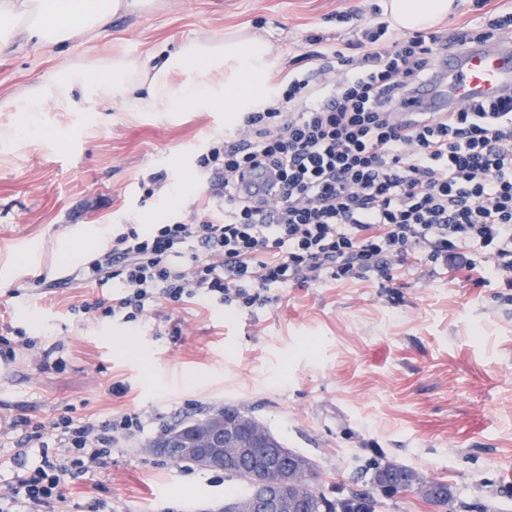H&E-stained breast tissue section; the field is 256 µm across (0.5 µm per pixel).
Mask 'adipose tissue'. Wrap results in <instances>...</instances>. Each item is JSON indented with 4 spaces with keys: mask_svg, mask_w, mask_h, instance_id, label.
Segmentation results:
<instances>
[{
    "mask_svg": "<svg viewBox=\"0 0 512 512\" xmlns=\"http://www.w3.org/2000/svg\"><path fill=\"white\" fill-rule=\"evenodd\" d=\"M145 0H0V52L14 45H59L81 32L96 36L113 15L143 6ZM454 0H386L385 13L400 29L418 30L445 20ZM279 58L274 46L257 34L230 33L194 40L171 53L163 66L151 59L113 57L106 71L90 74L67 67L26 88L17 111L38 112L46 94L59 111L92 108L99 99L119 98L133 112H177L183 107L245 112L261 94ZM194 65L195 78L173 87L170 72Z\"/></svg>",
    "mask_w": 512,
    "mask_h": 512,
    "instance_id": "1",
    "label": "adipose tissue"
}]
</instances>
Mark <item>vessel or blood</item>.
<instances>
[{
    "instance_id": "vessel-or-blood-1",
    "label": "vessel or blood",
    "mask_w": 512,
    "mask_h": 512,
    "mask_svg": "<svg viewBox=\"0 0 512 512\" xmlns=\"http://www.w3.org/2000/svg\"><path fill=\"white\" fill-rule=\"evenodd\" d=\"M439 70L445 85H427L417 93L413 109L438 108L469 99L512 90V42L473 47L459 56L442 58Z\"/></svg>"
}]
</instances>
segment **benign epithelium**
<instances>
[{
  "label": "benign epithelium",
  "instance_id": "benign-epithelium-1",
  "mask_svg": "<svg viewBox=\"0 0 512 512\" xmlns=\"http://www.w3.org/2000/svg\"><path fill=\"white\" fill-rule=\"evenodd\" d=\"M148 452L179 463L190 460L211 469H229L245 457L261 460V470L247 471L244 480L249 495L237 500L228 512H299L306 507L308 496L301 492L299 476L302 463L285 448L269 442L266 431L255 423L228 420L220 425L200 427L193 431V441H160Z\"/></svg>",
  "mask_w": 512,
  "mask_h": 512
}]
</instances>
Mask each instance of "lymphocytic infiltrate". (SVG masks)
<instances>
[{"label": "lymphocytic infiltrate", "mask_w": 512, "mask_h": 512, "mask_svg": "<svg viewBox=\"0 0 512 512\" xmlns=\"http://www.w3.org/2000/svg\"><path fill=\"white\" fill-rule=\"evenodd\" d=\"M475 5L485 16L473 24L391 40L381 23L303 53L282 96L201 157L223 209L196 224L116 225L85 278L117 294L80 313L138 326L164 303L254 311L295 286L389 283L411 259L512 287V92L401 114L441 56L512 39L511 10ZM18 425L38 454L0 490V512H59L66 485L104 469L146 421Z\"/></svg>", "instance_id": "1"}]
</instances>
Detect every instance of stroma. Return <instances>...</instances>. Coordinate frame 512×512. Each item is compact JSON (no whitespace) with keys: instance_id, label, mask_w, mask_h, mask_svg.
Returning <instances> with one entry per match:
<instances>
[{"instance_id":"1","label":"stroma","mask_w":512,"mask_h":512,"mask_svg":"<svg viewBox=\"0 0 512 512\" xmlns=\"http://www.w3.org/2000/svg\"><path fill=\"white\" fill-rule=\"evenodd\" d=\"M384 0H147L96 37L26 46L0 56V327L38 347L66 348L65 368L41 369L18 351L0 359V477L20 464L13 421L63 412L98 422L137 413L147 434L67 491L112 512H217L246 484L146 452L165 425L237 406L314 465L328 495L370 490L362 468L385 458L448 484L439 507L419 493L378 497L374 512H512V288L417 260L395 285L339 281L288 289L271 305L230 312L161 305L145 325L77 313L102 296L58 275L88 266L113 225L200 220L211 182L197 166L208 145L237 129L236 112H132L122 101L90 111L46 104L36 133L17 95L70 64L119 55L156 63L183 44L257 30L280 50L268 96L310 39L361 38ZM359 10L361 20L337 23Z\"/></svg>"}]
</instances>
